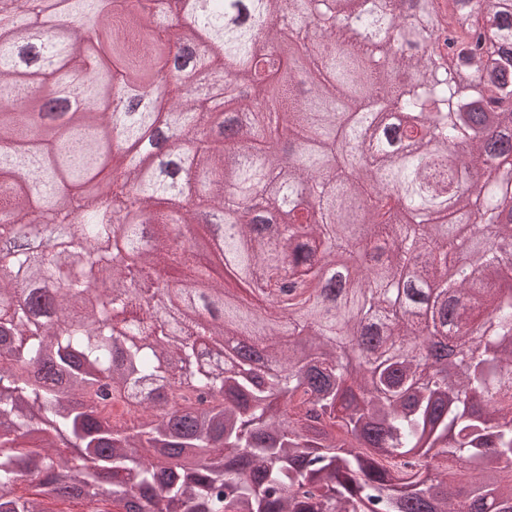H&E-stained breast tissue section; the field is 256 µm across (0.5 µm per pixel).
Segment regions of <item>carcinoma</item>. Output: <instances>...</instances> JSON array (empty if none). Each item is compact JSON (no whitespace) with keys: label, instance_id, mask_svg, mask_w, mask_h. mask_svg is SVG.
<instances>
[{"label":"carcinoma","instance_id":"carcinoma-1","mask_svg":"<svg viewBox=\"0 0 512 512\" xmlns=\"http://www.w3.org/2000/svg\"><path fill=\"white\" fill-rule=\"evenodd\" d=\"M0 0V237L11 214L53 213L60 246L0 258V512H45L48 497L112 502L134 491L143 512H512V0H193L176 30L153 0ZM448 26V55L419 24ZM80 15L99 33L44 48L33 32ZM292 24L305 70L261 85L293 62L279 20ZM209 55L192 50L200 37ZM184 46L185 64L222 69L242 88L229 123L176 88L165 109L194 156L190 172L139 177L147 157L110 151V127L136 141L162 116L126 119L115 89ZM51 86L92 100L45 112ZM106 169L115 195L142 212L112 228L101 204L72 189ZM466 217L470 237L443 221ZM197 209L232 224L219 250L249 296L213 279L192 244L173 248ZM355 256L343 299L325 293L337 252ZM468 267L448 280V253ZM163 266L168 286L207 288L217 314L144 305L159 288L127 260ZM105 276L107 291L92 284ZM483 337L477 363L452 357ZM303 345L296 351L291 340ZM258 349L229 371L213 351ZM51 363L34 384L18 367ZM43 446L13 449L16 429ZM465 463L471 483L449 473ZM28 480L35 497L13 486Z\"/></svg>","mask_w":512,"mask_h":512}]
</instances>
